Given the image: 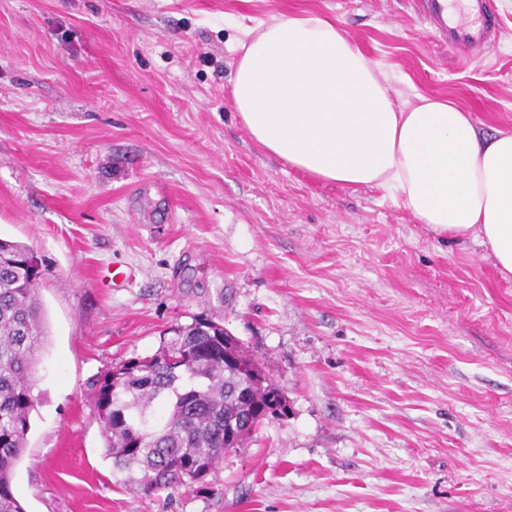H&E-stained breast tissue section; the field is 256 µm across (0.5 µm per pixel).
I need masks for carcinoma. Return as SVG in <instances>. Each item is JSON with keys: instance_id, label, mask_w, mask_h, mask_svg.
<instances>
[{"instance_id": "1", "label": "carcinoma", "mask_w": 512, "mask_h": 512, "mask_svg": "<svg viewBox=\"0 0 512 512\" xmlns=\"http://www.w3.org/2000/svg\"><path fill=\"white\" fill-rule=\"evenodd\" d=\"M42 277L33 248L0 239V512H25L12 479L38 404L36 374L47 341ZM169 333L155 354L122 362L96 379L92 391L112 477L146 494L203 482L224 454L244 447L278 390L256 382L248 400L241 399L242 380L264 371L208 316L201 313ZM162 403L167 414L157 425L151 416ZM229 429L230 448L224 443Z\"/></svg>"}]
</instances>
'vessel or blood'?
<instances>
[{"instance_id": "obj_1", "label": "vessel or blood", "mask_w": 512, "mask_h": 512, "mask_svg": "<svg viewBox=\"0 0 512 512\" xmlns=\"http://www.w3.org/2000/svg\"><path fill=\"white\" fill-rule=\"evenodd\" d=\"M424 18L450 45L473 52L490 41L494 22L489 14V0H466L456 10H449L448 0H420Z\"/></svg>"}]
</instances>
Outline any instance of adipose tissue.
Returning a JSON list of instances; mask_svg holds the SVG:
<instances>
[{
    "instance_id": "1",
    "label": "adipose tissue",
    "mask_w": 512,
    "mask_h": 512,
    "mask_svg": "<svg viewBox=\"0 0 512 512\" xmlns=\"http://www.w3.org/2000/svg\"><path fill=\"white\" fill-rule=\"evenodd\" d=\"M232 96L267 153L314 178L376 186L443 238L473 239L512 274V134L479 133L452 99L396 105L335 19L245 27Z\"/></svg>"
}]
</instances>
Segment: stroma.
Instances as JSON below:
<instances>
[{
	"mask_svg": "<svg viewBox=\"0 0 512 512\" xmlns=\"http://www.w3.org/2000/svg\"><path fill=\"white\" fill-rule=\"evenodd\" d=\"M466 58L417 0H0V238L49 336L12 488L25 512H512V276L381 188L326 183L238 120L242 29L330 16L396 103L512 133V0ZM288 401L204 484L115 485L91 384L194 315Z\"/></svg>",
	"mask_w": 512,
	"mask_h": 512,
	"instance_id": "obj_1",
	"label": "stroma"
}]
</instances>
